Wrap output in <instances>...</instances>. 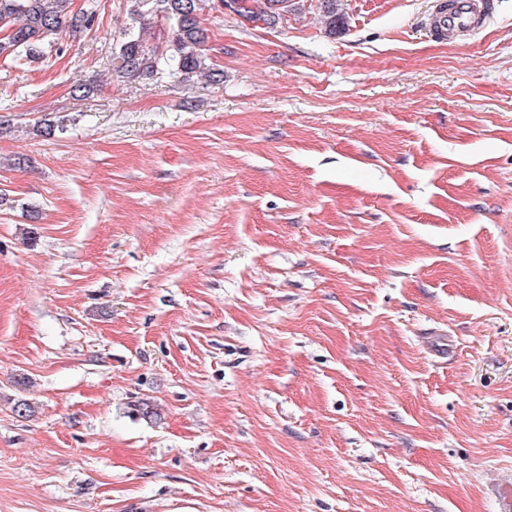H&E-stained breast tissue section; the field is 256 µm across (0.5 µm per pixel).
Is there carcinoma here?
Returning a JSON list of instances; mask_svg holds the SVG:
<instances>
[{
  "label": "carcinoma",
  "instance_id": "1",
  "mask_svg": "<svg viewBox=\"0 0 512 512\" xmlns=\"http://www.w3.org/2000/svg\"><path fill=\"white\" fill-rule=\"evenodd\" d=\"M204 0H131V27L127 28L118 50L113 52L116 68L132 80L150 79L163 69L174 72L207 70L212 79L221 73L206 69L201 46V4ZM234 10L248 23L272 24L280 16L300 11L297 0H237ZM321 24L331 34L342 29L345 17L342 0H319ZM72 0H0V21L12 30L0 38V59L35 57L55 46L67 33L89 28L96 18L97 2L90 0L81 15L71 13ZM164 19L171 24V41L167 48L150 47L134 27L144 29Z\"/></svg>",
  "mask_w": 512,
  "mask_h": 512
}]
</instances>
